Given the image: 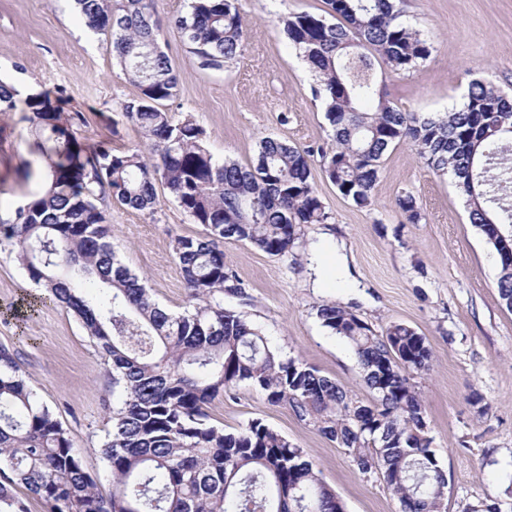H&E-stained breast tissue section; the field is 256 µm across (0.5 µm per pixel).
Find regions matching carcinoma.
I'll list each match as a JSON object with an SVG mask.
<instances>
[{"label": "carcinoma", "instance_id": "cac0c4a2", "mask_svg": "<svg viewBox=\"0 0 512 512\" xmlns=\"http://www.w3.org/2000/svg\"><path fill=\"white\" fill-rule=\"evenodd\" d=\"M85 25L107 35L116 61L139 93L119 116L141 129L150 155L114 150L105 139L88 149L77 137L82 112L41 91L18 103L0 81V112H23L47 169L50 188L0 221V250L9 249L37 285L79 320L104 361L120 403L102 456L112 476L105 497L68 432L41 404L10 351L0 347V512H29L17 488L47 512H343L335 490L314 471L304 449L253 420L226 431L209 423L216 399L246 383L273 405L348 450L359 469L379 472L402 512H444L446 472L427 436L426 407L411 373L428 371L432 352L411 326L391 323L376 336L353 312L325 302L316 317L353 347L375 397L362 402L343 384L269 346L261 328L224 295L244 296L224 262L226 241L275 257L299 247L302 226L328 213L311 178L310 151L276 137L259 142L250 165L219 162L191 118L173 121L163 103L178 77L161 49L154 0H74ZM323 14L282 20L289 42L315 73L314 94L331 127L320 149L323 172L342 196L372 205L388 150L409 142L425 164L453 176L469 220L498 256L497 288L512 311V97L490 80L470 84L462 108L442 116L404 112L378 88L386 66L407 72L427 60L430 45L402 19L395 0H325ZM201 68L222 70L243 50L236 0H190L176 17ZM203 232L175 239L174 253L193 309L160 306L143 279L110 242L101 201L149 215L161 205L156 185ZM406 219L420 217L416 199L397 200ZM375 411L373 427L355 410Z\"/></svg>", "mask_w": 512, "mask_h": 512}]
</instances>
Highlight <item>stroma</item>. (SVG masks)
<instances>
[{
  "label": "stroma",
  "mask_w": 512,
  "mask_h": 512,
  "mask_svg": "<svg viewBox=\"0 0 512 512\" xmlns=\"http://www.w3.org/2000/svg\"><path fill=\"white\" fill-rule=\"evenodd\" d=\"M236 4L244 19V50L223 70L202 69L176 29H164L160 47L179 77L178 95L167 109L176 120L192 117L219 160L253 162L266 136L313 150L312 179L330 219L304 225L302 246L285 257L225 242L226 266L247 293L243 299L225 297V306L258 325L272 347L336 379L363 401L373 392L354 351L321 326L317 305L339 304L379 335L393 322L414 328L433 354L430 370L414 374L413 381L448 477L445 512L480 503L512 512V311L498 294L495 250L470 223L452 176L430 169L410 144L396 145L383 157L372 206L359 208L342 197L321 167L319 150L329 143L331 128L313 93L316 80L275 26L280 16L321 13L324 0ZM400 7L405 21L428 40L431 54L408 72L379 71L388 100L406 112L458 109L479 78L512 94V0H402ZM0 80L62 90L68 109L84 112L78 135L90 145L107 136L105 118L137 93L113 59L107 36L89 30L71 0H0ZM36 142L20 113L0 112L2 218L45 188ZM407 193L419 207L415 224L396 204ZM102 208L117 255L144 277L160 305L184 312L174 240L201 233V225L167 198L151 216L109 199ZM337 243L345 246L354 287H336L332 257L321 266L311 264L316 245ZM0 345L15 354L40 402L69 432L100 492L110 495L100 449L112 432L106 410L120 402L112 368L77 318L47 299L45 289L3 250ZM207 412L212 424L228 431L258 419L286 435L307 451L346 512H401L381 474L361 472L346 449L253 387L239 385Z\"/></svg>",
  "instance_id": "stroma-1"
}]
</instances>
